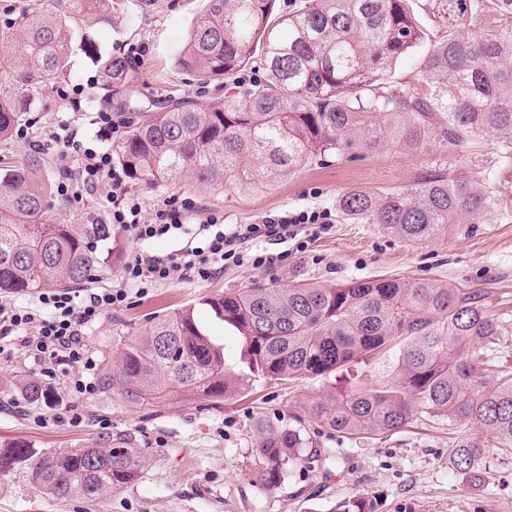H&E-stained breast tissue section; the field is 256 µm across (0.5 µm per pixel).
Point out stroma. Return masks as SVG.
Segmentation results:
<instances>
[{
	"instance_id": "obj_1",
	"label": "stroma",
	"mask_w": 512,
	"mask_h": 512,
	"mask_svg": "<svg viewBox=\"0 0 512 512\" xmlns=\"http://www.w3.org/2000/svg\"><path fill=\"white\" fill-rule=\"evenodd\" d=\"M34 0H0V95L13 89L16 60L11 47L19 20ZM205 0H175L172 7L146 16L114 15L109 21H87L83 27L102 53L137 48L139 102L176 91L198 105H223V96L202 90L194 77L175 65L178 50ZM68 80L39 88L21 136L0 143V156L23 157L38 151L47 160L43 179L56 187L66 172L78 168L85 149L110 150L113 139L101 135L95 113H113L124 121L116 101L104 100L98 72L81 52L71 56ZM73 134L76 147L60 151L49 145L52 133ZM507 147L494 135L474 138L469 151L449 143H433L418 153L381 149L359 162L314 166L272 189L244 194L206 186L176 176L159 186L126 180L125 190L152 210L171 197L191 198L228 224H258L265 217L299 211H325L327 231L311 241L306 252L290 255L272 268L230 267L203 282L184 273L170 284L140 290L128 286L121 268L133 242L125 233L112 240V260L101 276L85 283L83 292L123 289L126 306L106 312L87 332L89 352L98 371L112 363L121 337L130 336L156 316L194 308L197 319L224 346V359L243 376L238 395L212 398L165 397L144 403L104 388L76 395L69 390L74 368L60 366L44 376L26 352L0 360V448L24 442L34 448L59 450L88 442L97 435L129 434L143 450L140 478L131 487L97 502L57 499L31 488L23 474L0 476V512H331L336 501L358 494L375 496L378 512H512V463L493 465L488 479L474 484L452 469L448 423L417 418L395 431L347 434L320 426L307 416L311 406L342 390L344 380L312 377L269 381L250 376L241 361L242 342L232 328L217 320L203 298L254 284L289 288L314 282L345 285L380 277L436 280L451 288H475L495 310H512V222L495 216L461 225L432 243L414 246L377 224L345 220L336 207L345 191L378 193L412 185L435 162L449 166L450 176L472 177L492 166ZM111 178L99 193L74 207L59 196L50 204L65 224H85L108 215ZM39 383L49 400L31 403L22 389ZM68 407L77 422L59 423L54 415ZM270 419L284 426L304 424L314 432L322 461L318 469L294 468L271 490L254 484L248 472L254 462L256 424Z\"/></svg>"
}]
</instances>
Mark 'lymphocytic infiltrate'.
Listing matches in <instances>:
<instances>
[{
	"mask_svg": "<svg viewBox=\"0 0 512 512\" xmlns=\"http://www.w3.org/2000/svg\"><path fill=\"white\" fill-rule=\"evenodd\" d=\"M107 175L112 178L111 222L139 243L127 254L121 271L127 282L141 289L171 282L188 269L208 281L230 266L275 268L287 261L288 254L267 252V245L290 242L297 251H304L328 218L324 212L302 211L268 217L259 224H228L223 216L189 198L168 199L146 217L140 203L123 192V178L111 154L92 149L85 150L81 165L58 184L57 193L67 202H84L97 193ZM180 235L197 238V245L187 244L165 255L141 247L151 239ZM243 241L259 243V251L241 252ZM127 298L122 290L105 289L84 296L76 290H48L39 295L34 308L1 304L0 336L7 343L0 346V359H10L15 349H22L41 368L60 364L77 368L79 375L70 384L71 392L95 391V365L87 352L85 331L107 310L122 307Z\"/></svg>",
	"mask_w": 512,
	"mask_h": 512,
	"instance_id": "lymphocytic-infiltrate-1",
	"label": "lymphocytic infiltrate"
}]
</instances>
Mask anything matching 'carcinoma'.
Returning a JSON list of instances; mask_svg holds the SVG:
<instances>
[{
    "label": "carcinoma",
    "instance_id": "cac0c4a2",
    "mask_svg": "<svg viewBox=\"0 0 512 512\" xmlns=\"http://www.w3.org/2000/svg\"><path fill=\"white\" fill-rule=\"evenodd\" d=\"M22 18L15 42V89L65 78L79 50L96 65L110 97L136 96V65L104 56L74 33L90 19L132 9L146 16L168 0H51ZM276 0H206L176 57L177 67L206 87L223 85L224 105L194 108L169 97L158 112H135L112 156L133 180L157 185L189 173L203 184L264 192L312 164L356 162L380 148L420 152L440 140L459 148L478 134L512 139V0H425L443 35L425 48L427 90L395 84L399 60L423 46L414 0H303L274 15ZM261 75L246 84V68ZM0 100V140L24 119L27 100ZM35 152L0 158V292L73 288L103 269L99 244L112 225L62 224L50 215ZM340 211L422 245L485 215L512 220V150L478 181L448 178L437 164L414 184L383 193L348 190ZM244 344L243 363L272 380L323 377L398 351L393 382L358 388L313 406L320 423L342 433L397 430L419 415L470 422L480 436L452 437L455 469L482 478L491 456L512 457V372L488 375L480 358L512 335V315L494 313L477 290L430 280L378 278L343 286L301 283L282 290L248 287L203 300ZM102 384L130 401L241 390L224 347L181 309L119 340ZM132 436L99 437L62 451L0 448V473L16 468L34 489L59 499L94 501L138 480L141 449ZM313 440L301 430L263 420L251 480L264 489L290 465H309ZM373 496L336 503L334 512H376Z\"/></svg>",
    "mask_w": 512,
    "mask_h": 512
}]
</instances>
